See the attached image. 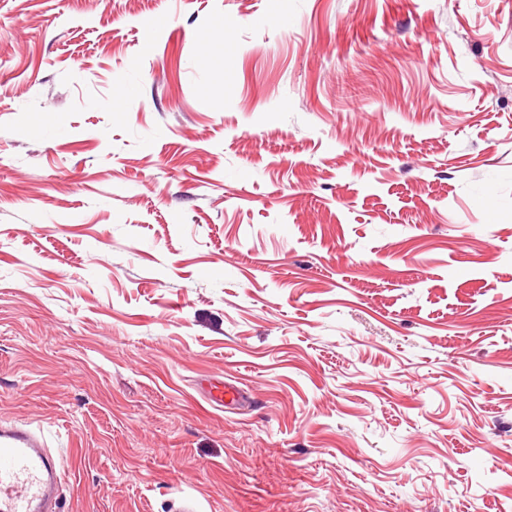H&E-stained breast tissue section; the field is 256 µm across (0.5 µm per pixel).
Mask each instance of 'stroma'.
I'll return each instance as SVG.
<instances>
[{
	"label": "stroma",
	"instance_id": "1",
	"mask_svg": "<svg viewBox=\"0 0 512 512\" xmlns=\"http://www.w3.org/2000/svg\"><path fill=\"white\" fill-rule=\"evenodd\" d=\"M1 419L59 512H512V0H0Z\"/></svg>",
	"mask_w": 512,
	"mask_h": 512
}]
</instances>
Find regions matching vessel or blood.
<instances>
[{"instance_id": "b4317fda", "label": "vessel or blood", "mask_w": 512, "mask_h": 512, "mask_svg": "<svg viewBox=\"0 0 512 512\" xmlns=\"http://www.w3.org/2000/svg\"><path fill=\"white\" fill-rule=\"evenodd\" d=\"M62 474L43 434L0 422V512H57Z\"/></svg>"}]
</instances>
